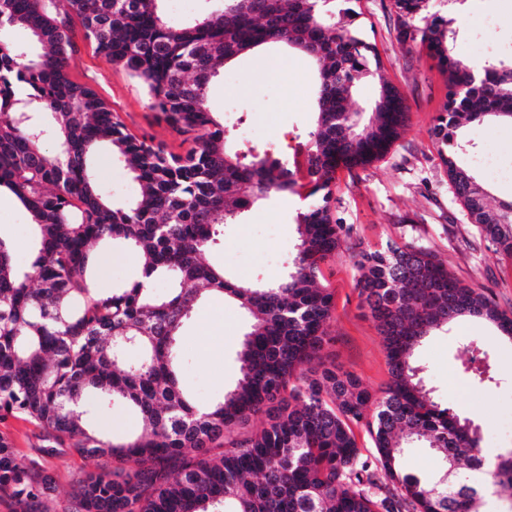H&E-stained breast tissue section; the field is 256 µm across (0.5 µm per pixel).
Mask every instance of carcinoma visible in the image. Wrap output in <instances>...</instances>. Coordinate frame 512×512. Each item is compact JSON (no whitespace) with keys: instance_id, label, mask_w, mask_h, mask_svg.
I'll use <instances>...</instances> for the list:
<instances>
[{"instance_id":"obj_1","label":"carcinoma","mask_w":512,"mask_h":512,"mask_svg":"<svg viewBox=\"0 0 512 512\" xmlns=\"http://www.w3.org/2000/svg\"><path fill=\"white\" fill-rule=\"evenodd\" d=\"M0 0V187L31 214L29 267H16L0 238V420L34 426L51 456L106 459L80 485L72 512H480L472 474L512 488V451L490 464L479 429L434 400L415 350L460 317L512 332V317L483 289L463 283L417 237L368 250L332 212L336 172L382 159L409 118L403 91L380 80L368 112L350 107L355 82L382 68L376 45L353 28L360 0H224V8L183 26L162 0ZM397 41L437 59L448 94L433 135L456 198L495 249L512 257V200L487 202L484 185L457 163L468 147L461 121L512 122V61L475 66L453 54L452 21L429 0H389ZM108 62L148 91L151 106L184 136L180 153L130 132L98 93L71 79V23ZM21 25L41 46L31 58L2 33ZM280 43L318 66L316 122L291 169L271 149H228L207 88L224 63ZM55 143L46 146V135ZM108 148L139 185L115 205L91 173ZM297 196L292 267L263 283L230 279L210 264L226 224L258 203ZM131 247L142 276L168 279L161 297L134 281L104 292L91 279L90 246ZM348 255L355 289L382 337L389 381L371 392L353 373L320 361L333 293L321 266ZM206 295L235 302L247 331L241 377L202 409L179 384L183 329ZM133 347L138 356L115 359ZM488 352L472 346L465 371L493 381ZM126 403L142 431L114 442L89 422L92 395ZM262 429L242 434L255 418ZM375 452L362 454L355 429ZM424 442L443 468L433 480L405 470V449ZM55 480L39 463L17 462L0 434V498L37 512Z\"/></svg>"}]
</instances>
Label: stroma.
I'll list each match as a JSON object with an SVG mask.
<instances>
[{"label": "stroma", "instance_id": "obj_1", "mask_svg": "<svg viewBox=\"0 0 512 512\" xmlns=\"http://www.w3.org/2000/svg\"><path fill=\"white\" fill-rule=\"evenodd\" d=\"M453 0H430L429 10L454 19L458 44L479 58L498 55L512 59V0H469L455 11ZM356 26L376 43L384 77L407 97L411 119L391 152L372 167L337 172L333 187L335 213L353 225L364 245L378 249L387 242L414 234L430 242L438 259L463 283L490 289L499 308L512 314V258L496 252L463 205L452 194L447 173L431 135L447 87L437 62L422 48L407 50L396 40L389 0H361ZM76 52L71 77L93 88L117 112L131 132L149 142L179 151L182 138L150 107L145 89L123 69L112 66L84 40L80 22H73ZM316 70L304 56L283 46H266L221 68L210 84L207 104L224 122L232 146L242 143L294 154L313 127ZM457 139L469 140L458 162L489 192V204L512 199V180L493 178L477 159L492 154L498 165L512 168V125L496 120L460 127ZM99 188L113 203L123 204L139 191L131 174L109 150H100L93 167ZM297 197H275L254 208L243 223L224 229L210 261L244 282L269 281L287 273L297 239L293 216ZM31 216L8 190L0 191V238L7 240L19 268L34 256ZM96 285L116 288L138 275L134 252L112 243H99ZM357 271L347 257L323 268L321 283L334 293L328 322L329 341L323 361L354 373L370 390L389 380L382 339L366 316L354 288ZM246 320L236 304L208 300L187 322L180 343V384L195 402L205 406L221 398L240 377L237 353ZM481 341L492 356L497 380L485 388L467 377L463 362L469 340ZM426 370L425 384L435 399L453 413L478 426L482 445L499 452L512 450V342L489 324L470 318L429 336L416 350ZM91 424L107 438L120 439L139 430L140 422L119 401L103 402L93 410ZM0 432L13 442L18 462L37 461L56 481L42 512H67L77 481L96 472L101 460L71 453L63 457L39 452L36 429L13 417L0 422Z\"/></svg>", "mask_w": 512, "mask_h": 512}]
</instances>
